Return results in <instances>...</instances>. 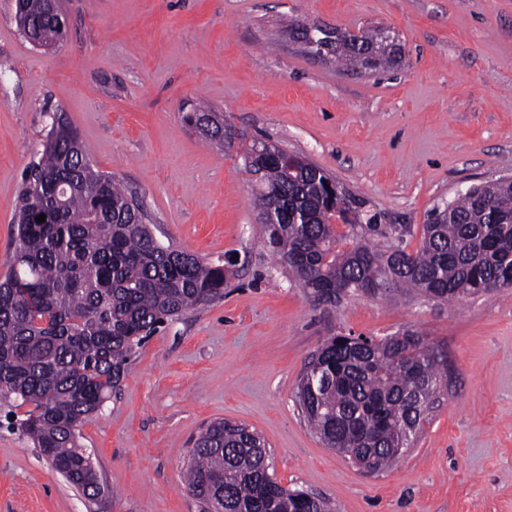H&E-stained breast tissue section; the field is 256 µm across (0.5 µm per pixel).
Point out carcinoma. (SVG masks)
<instances>
[{"label":"carcinoma","instance_id":"obj_1","mask_svg":"<svg viewBox=\"0 0 512 512\" xmlns=\"http://www.w3.org/2000/svg\"><path fill=\"white\" fill-rule=\"evenodd\" d=\"M29 41L52 45L57 27L43 18L42 0H26ZM296 40L312 42L352 68L394 67L402 47L374 53L387 34L333 33L288 23ZM186 125L208 142L227 145L213 112L197 109ZM265 153L257 176L259 212L273 211L267 243L277 264L328 301L344 291L412 288L454 303L512 286V181L473 185L427 215L419 248L405 224L349 220L361 202L310 163L293 177L279 166L278 146ZM38 205L46 221L19 222L13 263L0 282V392L33 409L21 423L53 470L87 497L105 493L79 427L103 405L127 371L135 349L168 320L224 295L230 270L207 264L154 234L135 192L89 163L77 131L63 116L51 125L30 171L21 212ZM340 219L339 231L332 220ZM444 355L416 332L379 340L335 336L308 362L298 384L299 406L329 448L371 460L373 470L396 462L446 380ZM186 487L211 512H330L325 500L291 491L269 473L260 436L242 424L213 421L189 450Z\"/></svg>","mask_w":512,"mask_h":512}]
</instances>
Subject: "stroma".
Masks as SVG:
<instances>
[{"label": "stroma", "instance_id": "1", "mask_svg": "<svg viewBox=\"0 0 512 512\" xmlns=\"http://www.w3.org/2000/svg\"><path fill=\"white\" fill-rule=\"evenodd\" d=\"M53 50L29 43L0 0V280L30 169L64 113L95 169L137 191L157 236L211 264L237 255L223 299L161 325L80 428L104 512H206L188 451L216 419L266 444L278 483L333 512H512V288L446 304L394 290L319 301L275 264L242 154L273 143L324 168L365 209L413 229L473 184L512 175V0H62ZM382 27L389 70L318 59L289 22ZM223 116L232 147L183 122ZM414 331L448 377L399 460L367 471L326 448L296 401L331 337ZM0 395V512H88Z\"/></svg>", "mask_w": 512, "mask_h": 512}]
</instances>
